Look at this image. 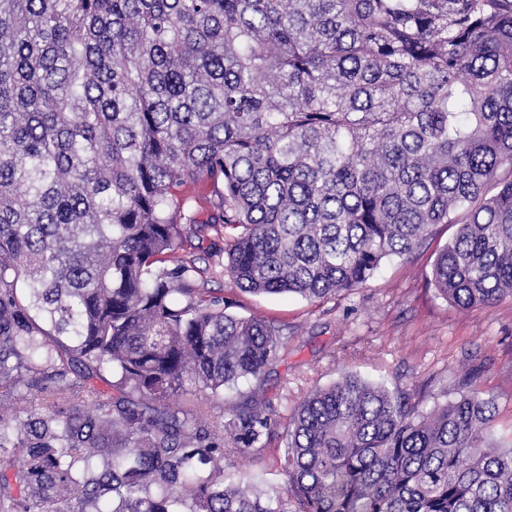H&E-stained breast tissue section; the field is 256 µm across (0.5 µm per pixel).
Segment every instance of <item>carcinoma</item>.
I'll return each instance as SVG.
<instances>
[{
	"label": "carcinoma",
	"mask_w": 512,
	"mask_h": 512,
	"mask_svg": "<svg viewBox=\"0 0 512 512\" xmlns=\"http://www.w3.org/2000/svg\"><path fill=\"white\" fill-rule=\"evenodd\" d=\"M512 0H0V512H512L494 404L354 376L271 437L187 386L259 379L288 329L202 287L323 299L457 226L431 281L512 296ZM222 185L208 223L181 188ZM112 373L94 406L92 380ZM40 402L7 416L21 390Z\"/></svg>",
	"instance_id": "carcinoma-1"
}]
</instances>
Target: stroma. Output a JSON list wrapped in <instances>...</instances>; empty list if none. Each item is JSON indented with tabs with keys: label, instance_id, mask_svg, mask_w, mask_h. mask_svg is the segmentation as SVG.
<instances>
[{
	"label": "stroma",
	"instance_id": "obj_1",
	"mask_svg": "<svg viewBox=\"0 0 512 512\" xmlns=\"http://www.w3.org/2000/svg\"><path fill=\"white\" fill-rule=\"evenodd\" d=\"M454 231L437 225L420 249L386 260L359 288L325 299L250 294L225 273L208 280V289L223 297L226 314L255 315L288 329L287 353L272 359L260 380L239 382L209 401L218 422L256 389L274 406L271 439L240 460L241 476L282 487L288 408L348 375L407 394L425 412L462 393L492 400L490 437L512 448V296L491 307L462 309L439 294L432 266Z\"/></svg>",
	"mask_w": 512,
	"mask_h": 512
}]
</instances>
